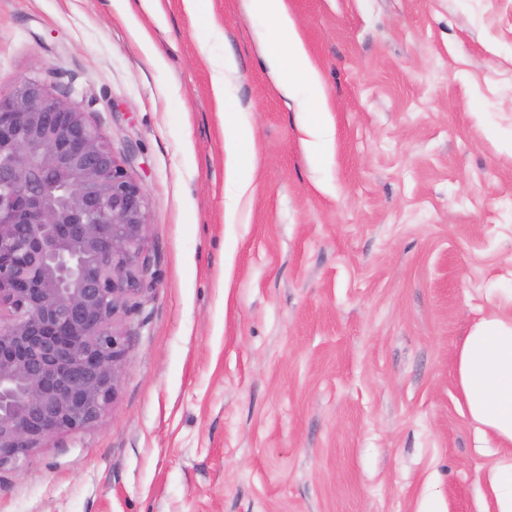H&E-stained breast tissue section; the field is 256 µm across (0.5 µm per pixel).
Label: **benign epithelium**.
I'll return each instance as SVG.
<instances>
[{
  "label": "benign epithelium",
  "instance_id": "1",
  "mask_svg": "<svg viewBox=\"0 0 512 512\" xmlns=\"http://www.w3.org/2000/svg\"><path fill=\"white\" fill-rule=\"evenodd\" d=\"M147 224L144 187L84 113L37 80L0 94V470L113 400Z\"/></svg>",
  "mask_w": 512,
  "mask_h": 512
}]
</instances>
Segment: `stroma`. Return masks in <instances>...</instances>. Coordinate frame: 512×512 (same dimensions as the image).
Here are the masks:
<instances>
[{
  "label": "stroma",
  "instance_id": "1",
  "mask_svg": "<svg viewBox=\"0 0 512 512\" xmlns=\"http://www.w3.org/2000/svg\"><path fill=\"white\" fill-rule=\"evenodd\" d=\"M287 3L319 148L249 0H0V93L39 80L99 129L155 276L113 402L0 470V512H479L496 457L455 370L512 303V0ZM213 89L217 102L224 112V126L235 130L238 136L244 140H251L253 137L252 126L241 120L239 112L227 111L224 107V70L217 74L213 79Z\"/></svg>",
  "mask_w": 512,
  "mask_h": 512
}]
</instances>
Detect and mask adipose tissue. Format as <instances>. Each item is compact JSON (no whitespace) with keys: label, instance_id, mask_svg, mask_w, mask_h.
Listing matches in <instances>:
<instances>
[{"label":"adipose tissue","instance_id":"ef3b65f1","mask_svg":"<svg viewBox=\"0 0 512 512\" xmlns=\"http://www.w3.org/2000/svg\"><path fill=\"white\" fill-rule=\"evenodd\" d=\"M266 24L268 59L279 88L289 97L307 91L300 107L314 146H322L328 129L327 108L317 70L288 13L286 0H251ZM457 384L481 436L503 447L489 473L494 512H512V314L491 315L474 325L457 359Z\"/></svg>","mask_w":512,"mask_h":512}]
</instances>
